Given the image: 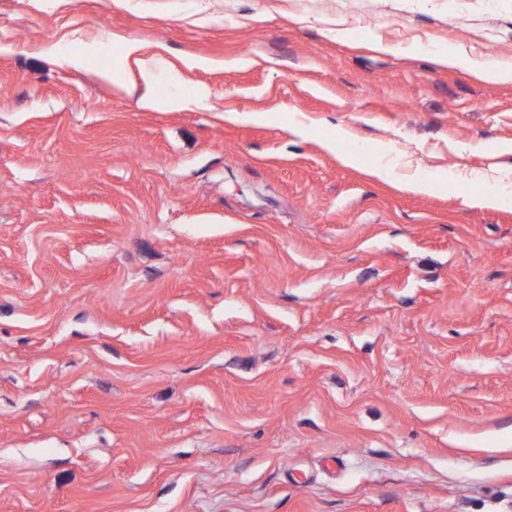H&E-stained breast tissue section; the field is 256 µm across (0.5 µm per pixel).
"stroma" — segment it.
<instances>
[{
  "mask_svg": "<svg viewBox=\"0 0 512 512\" xmlns=\"http://www.w3.org/2000/svg\"><path fill=\"white\" fill-rule=\"evenodd\" d=\"M478 62L512 0H0V512H512ZM139 52L140 46L136 42L130 41L125 45L124 56L128 60L133 58L138 68L145 90V94L141 99V104L143 106H151L153 95H150V93L155 85L159 82L160 78L165 76L169 83L176 88L168 95V98L166 99V105L171 107L173 110H181L186 108L190 101L183 93H180L177 90V87L179 86L178 81L171 78L168 75V72L160 67L155 60L138 57L137 54H139Z\"/></svg>",
  "mask_w": 512,
  "mask_h": 512,
  "instance_id": "35a3bbf8",
  "label": "stroma"
}]
</instances>
